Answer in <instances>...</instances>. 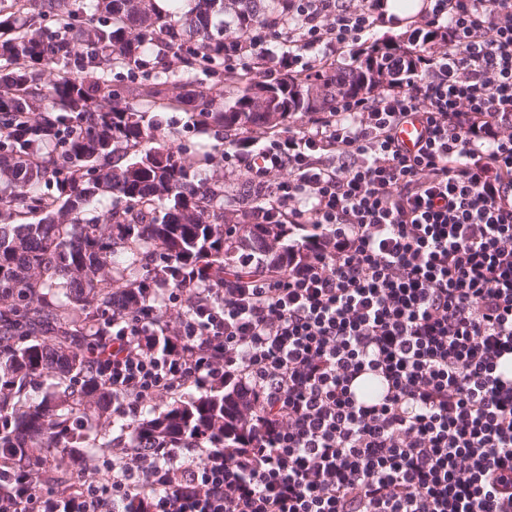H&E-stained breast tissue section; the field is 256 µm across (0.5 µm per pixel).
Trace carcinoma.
<instances>
[{"mask_svg": "<svg viewBox=\"0 0 512 512\" xmlns=\"http://www.w3.org/2000/svg\"><path fill=\"white\" fill-rule=\"evenodd\" d=\"M27 2L0 14V416L9 420L0 448L91 449L92 423L74 425L76 411L88 404L103 416L111 392L35 403L22 391L45 373L88 379L84 350L112 304L157 307L147 290L182 287L195 265L214 285L252 258L276 270L306 257L299 225L252 224L241 192L200 178L216 154L193 164L186 145H166L169 112L199 129H272L372 93L373 80L399 74L394 60L415 71L433 38L374 53L365 76L346 64L245 81L224 72L228 28L242 37L281 16L284 0H179L168 10L158 0ZM67 68L77 74L46 76ZM313 85L319 102L301 93ZM256 409L243 392L213 387L158 415L145 410L134 443L240 436Z\"/></svg>", "mask_w": 512, "mask_h": 512, "instance_id": "cac0c4a2", "label": "carcinoma"}]
</instances>
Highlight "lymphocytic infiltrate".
<instances>
[{
    "label": "lymphocytic infiltrate",
    "mask_w": 512,
    "mask_h": 512,
    "mask_svg": "<svg viewBox=\"0 0 512 512\" xmlns=\"http://www.w3.org/2000/svg\"><path fill=\"white\" fill-rule=\"evenodd\" d=\"M227 45L265 80L313 71L373 25L371 8L288 0ZM448 49L400 90L342 98L310 128L248 134L225 160L257 180L289 168L254 220L329 240L266 274L200 272L168 295L193 308L174 335L154 311L112 315L88 352L121 417L158 394L220 382L254 396L246 435L120 448L95 470L37 484L0 451V512H512V0H425ZM419 117L405 151L397 131ZM376 376L381 394L358 393Z\"/></svg>",
    "instance_id": "f902f5d3"
}]
</instances>
